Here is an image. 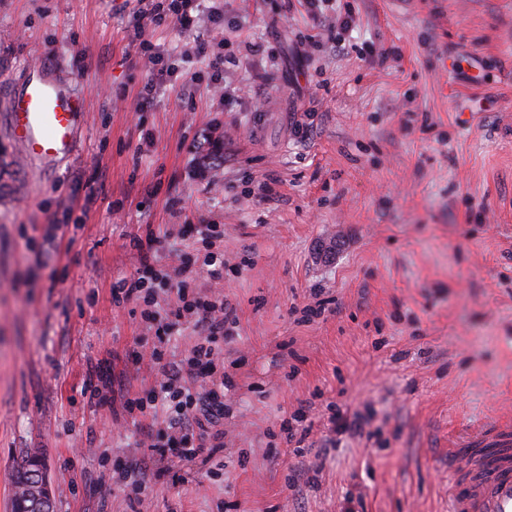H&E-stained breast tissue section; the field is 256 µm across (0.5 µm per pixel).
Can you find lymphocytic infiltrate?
<instances>
[{
    "mask_svg": "<svg viewBox=\"0 0 512 512\" xmlns=\"http://www.w3.org/2000/svg\"><path fill=\"white\" fill-rule=\"evenodd\" d=\"M199 0H137V13L142 21L135 37L144 50L146 64L155 69L157 77L167 76L161 68L160 55L153 53L144 35L146 29L166 20L188 26L191 12ZM205 250L202 262L180 255L176 262L159 264L157 255L163 243L161 236L148 233L134 236L132 246L138 250L141 266L136 273L112 285V298L117 302H133L140 306L141 317L154 327L156 340L148 351L135 352L133 364L150 362L160 378L145 397L117 396L112 381L110 359L91 365L85 379V391L92 403L99 406H120L124 415L141 419L163 410L166 429L149 435L148 440L157 462L169 455L188 461L208 463L224 446V391L234 380L224 371L220 358L219 339L233 335L236 321L218 287L224 282V254L213 250L214 239L223 237L220 224H199L195 227ZM206 267L215 291L206 293L196 286L199 267ZM195 320L201 336L183 359H168L165 343L173 331L186 320Z\"/></svg>",
    "mask_w": 512,
    "mask_h": 512,
    "instance_id": "obj_1",
    "label": "lymphocytic infiltrate"
}]
</instances>
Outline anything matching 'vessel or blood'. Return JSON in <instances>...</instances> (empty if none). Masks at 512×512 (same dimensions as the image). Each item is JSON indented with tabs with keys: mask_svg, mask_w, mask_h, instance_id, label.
I'll return each mask as SVG.
<instances>
[{
	"mask_svg": "<svg viewBox=\"0 0 512 512\" xmlns=\"http://www.w3.org/2000/svg\"><path fill=\"white\" fill-rule=\"evenodd\" d=\"M86 98L55 68L30 64L7 98L6 121L24 163L42 169L71 160L78 148L76 120ZM496 437L467 440L452 452L448 512H512V422Z\"/></svg>",
	"mask_w": 512,
	"mask_h": 512,
	"instance_id": "b4317fda",
	"label": "vessel or blood"
}]
</instances>
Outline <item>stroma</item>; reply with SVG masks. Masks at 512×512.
<instances>
[{"instance_id": "35a3bbf8", "label": "stroma", "mask_w": 512, "mask_h": 512, "mask_svg": "<svg viewBox=\"0 0 512 512\" xmlns=\"http://www.w3.org/2000/svg\"><path fill=\"white\" fill-rule=\"evenodd\" d=\"M336 8L352 29L303 0L149 27L175 75L140 112L152 73L126 0H0V512L29 456L55 512H448L452 444L512 417V0ZM196 37L224 40L231 105L184 62ZM41 61L87 98L55 172L28 171L6 132L9 85ZM187 220L223 225L237 319L217 476L157 474L145 423L81 393L110 356L125 391L154 387L128 358L154 335L112 285L147 227L171 231L160 263L196 256ZM304 405L300 446L280 426ZM358 412L364 431L337 435Z\"/></svg>"}]
</instances>
